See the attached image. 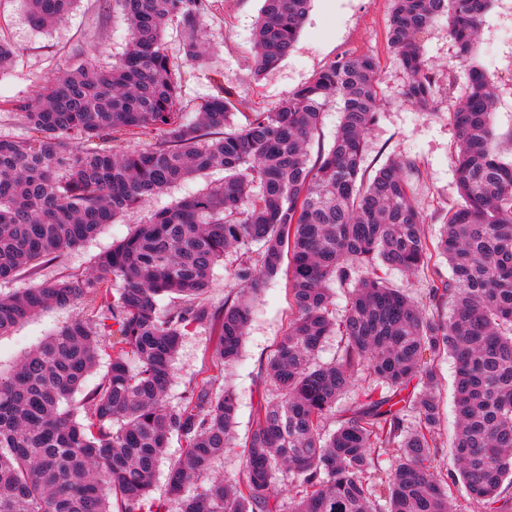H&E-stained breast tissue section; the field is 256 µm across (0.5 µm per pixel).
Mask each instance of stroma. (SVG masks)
I'll use <instances>...</instances> for the list:
<instances>
[{"label": "stroma", "instance_id": "stroma-1", "mask_svg": "<svg viewBox=\"0 0 512 512\" xmlns=\"http://www.w3.org/2000/svg\"><path fill=\"white\" fill-rule=\"evenodd\" d=\"M393 0H312L298 40L280 66L265 75L252 69V34L262 0H214L202 23L211 43V56L204 63L183 61V29L169 25L163 47L182 65L178 72L186 118L219 86L232 89L236 128L246 126L252 115L273 109L281 99L311 81L338 56L366 55L380 65V109L367 132L365 167L375 172L395 157L415 161L418 172L411 177L412 196L429 235H438L444 215L459 200L454 178L455 135L448 114L464 99L468 70L445 21L436 22L423 36L425 56L437 65L440 86L438 107L422 112L404 98L407 75L387 43ZM130 30L112 0H78L74 9L53 30L39 31L26 19L22 0H0V39L15 50L12 66L0 73V135L25 136L29 130L23 118L11 108L12 101L36 96L48 77L72 59H94L111 65L124 53ZM486 78L497 103L494 129L503 153L512 152V0H492L475 45ZM219 68L221 82L210 71ZM221 171L206 179L178 184L155 196L143 207L117 222L104 225L88 241L66 249L55 261L38 262L0 283V292L9 294L45 280L67 276H91L95 257L128 237L136 224L156 210L174 205L198 190L204 181L217 182ZM293 306L285 275L262 284L252 305L251 321L238 360L217 370L216 338L210 330L199 329L185 336L173 363L166 392L169 405H180L196 382L214 376L219 383L235 387L239 397L237 412L238 446L228 449L213 471L214 477L238 479L244 468L241 445L253 419L259 392L265 387V366L288 327ZM81 305L51 308L0 336V371L8 372L26 353L35 349L53 329L81 315ZM439 404L438 439L449 445L455 431L456 415L452 392L454 366L447 357L438 358Z\"/></svg>", "mask_w": 512, "mask_h": 512}]
</instances>
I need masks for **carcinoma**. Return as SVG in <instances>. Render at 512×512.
Returning <instances> with one entry per match:
<instances>
[{
	"label": "carcinoma",
	"mask_w": 512,
	"mask_h": 512,
	"mask_svg": "<svg viewBox=\"0 0 512 512\" xmlns=\"http://www.w3.org/2000/svg\"><path fill=\"white\" fill-rule=\"evenodd\" d=\"M25 2L30 23L45 30L77 0ZM114 2L131 32L121 59L68 62L38 97L12 103L33 134L0 135V280L53 260L181 182L212 170L224 178L152 213L96 256V275L0 294V335L48 308L83 306L0 373V512H170L171 501L178 512H512V156L499 149L494 91L472 63L490 0H395L390 19L405 97L420 110L434 111L438 95L421 49L436 21L448 22L469 66L467 94L449 113L461 201L435 239L412 202L414 161L392 159L364 179L365 134L378 112L374 58H336L240 130L228 87L188 121L163 39L177 22L185 57L207 59L201 24L212 0ZM310 5L263 0L256 74L288 57ZM333 101L342 113L336 136L313 154ZM127 135L152 142L116 149ZM228 250L239 254L240 289L214 307L204 294ZM434 253L449 275L430 267ZM429 267L424 306L380 275ZM359 269L367 274L338 320L332 285ZM283 271L294 315L265 368L243 477L212 479L235 440L237 397L214 391L210 378L168 405L173 361L184 336L203 327L218 336L216 367L234 363L262 280ZM335 335L336 357L318 362ZM442 354L455 365L457 419L455 468L446 473L435 467L444 452L434 393ZM103 356L101 382L74 406ZM361 373L368 382L355 405L329 428ZM173 434L184 452L169 464L166 497L156 498ZM283 471L298 482L288 503L274 490ZM460 485L463 505L453 496Z\"/></svg>",
	"instance_id": "1"
}]
</instances>
